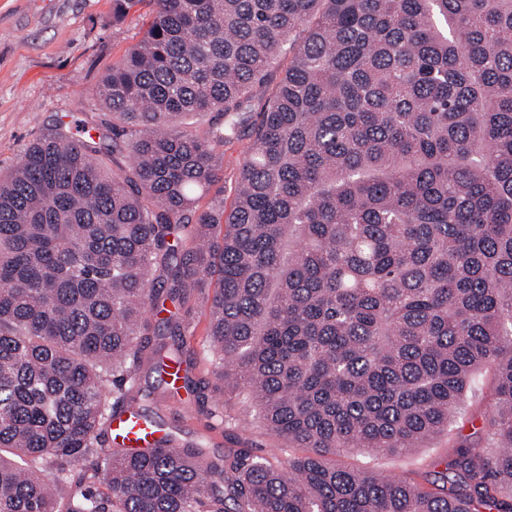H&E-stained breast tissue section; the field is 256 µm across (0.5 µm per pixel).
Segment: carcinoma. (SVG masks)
I'll use <instances>...</instances> for the list:
<instances>
[{"label": "carcinoma", "instance_id": "cac0c4a2", "mask_svg": "<svg viewBox=\"0 0 512 512\" xmlns=\"http://www.w3.org/2000/svg\"><path fill=\"white\" fill-rule=\"evenodd\" d=\"M138 5L112 122L56 125L0 176V512H512V0H112V20ZM244 139L234 204L200 207ZM195 294L216 387L287 444L276 466L107 447L150 314ZM161 325L191 362L189 323ZM486 366L496 450L453 449L442 486L330 462L448 430Z\"/></svg>", "mask_w": 512, "mask_h": 512}]
</instances>
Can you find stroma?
Instances as JSON below:
<instances>
[{"label": "stroma", "instance_id": "1", "mask_svg": "<svg viewBox=\"0 0 512 512\" xmlns=\"http://www.w3.org/2000/svg\"><path fill=\"white\" fill-rule=\"evenodd\" d=\"M142 31L143 19L135 12L123 22H113L112 0H0V173L10 172L46 129L58 124L75 127L86 115L97 121L109 118L98 95L100 84L113 61L140 39ZM165 308L190 324L187 348L196 357L191 378L207 376L208 317L203 301H169ZM137 386L149 394L142 409L171 433L176 447L198 446L206 460L220 461L225 452L239 448L266 456L282 445L255 418L244 396L213 393L202 402L186 388L159 385L147 370ZM493 395V373L483 371L478 390L466 398L467 419L450 432L406 455L373 458L349 452L336 462L349 468L375 466L431 485L444 473L453 448L484 441L479 414Z\"/></svg>", "mask_w": 512, "mask_h": 512}]
</instances>
